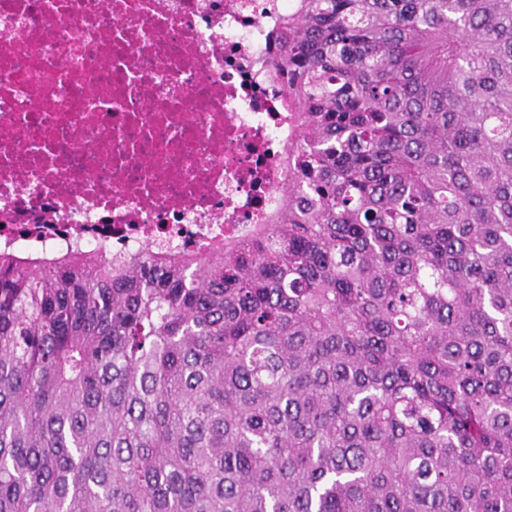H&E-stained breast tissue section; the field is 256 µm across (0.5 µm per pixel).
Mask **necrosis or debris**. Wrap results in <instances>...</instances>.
<instances>
[{
	"label": "necrosis or debris",
	"mask_w": 512,
	"mask_h": 512,
	"mask_svg": "<svg viewBox=\"0 0 512 512\" xmlns=\"http://www.w3.org/2000/svg\"><path fill=\"white\" fill-rule=\"evenodd\" d=\"M292 0H0V251L208 252L276 207Z\"/></svg>",
	"instance_id": "necrosis-or-debris-1"
}]
</instances>
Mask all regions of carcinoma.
<instances>
[{"label":"carcinoma","mask_w":512,"mask_h":512,"mask_svg":"<svg viewBox=\"0 0 512 512\" xmlns=\"http://www.w3.org/2000/svg\"><path fill=\"white\" fill-rule=\"evenodd\" d=\"M267 223L0 254V512H512V0H295Z\"/></svg>","instance_id":"obj_1"}]
</instances>
